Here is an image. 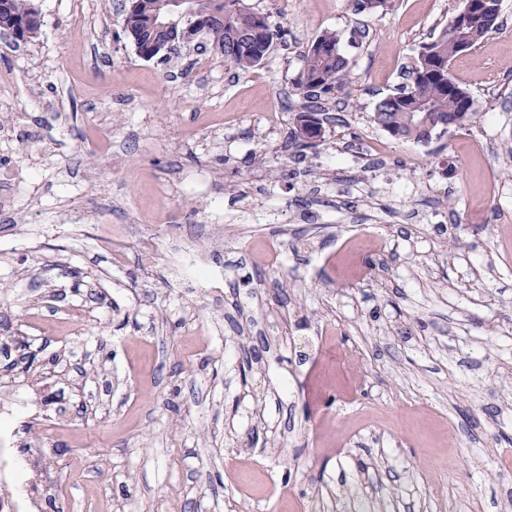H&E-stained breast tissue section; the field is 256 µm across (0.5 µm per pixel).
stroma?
<instances>
[{
    "label": "stroma",
    "instance_id": "stroma-1",
    "mask_svg": "<svg viewBox=\"0 0 512 512\" xmlns=\"http://www.w3.org/2000/svg\"><path fill=\"white\" fill-rule=\"evenodd\" d=\"M0 39V359L67 512H506L512 505V0L451 70L475 122L426 143L371 119L461 0H251L283 27L258 69L206 40L146 60L129 0H34ZM341 35L347 95L299 156L292 81ZM206 69H196L198 59ZM194 242L215 287L173 268ZM75 304L65 329L34 304ZM335 339L321 350L318 336Z\"/></svg>",
    "mask_w": 512,
    "mask_h": 512
}]
</instances>
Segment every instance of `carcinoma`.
Listing matches in <instances>:
<instances>
[{
    "label": "carcinoma",
    "mask_w": 512,
    "mask_h": 512,
    "mask_svg": "<svg viewBox=\"0 0 512 512\" xmlns=\"http://www.w3.org/2000/svg\"><path fill=\"white\" fill-rule=\"evenodd\" d=\"M355 10L368 13H385L392 9L394 0H352ZM5 5V15L17 23L28 22L39 14L33 0H0ZM199 16L219 14L224 22L205 28L202 37L212 45L224 62L238 71L249 72L261 66L272 48L284 38V31L273 25L269 17L261 15V26L255 25L256 10L248 0H196ZM499 15H480L471 20L464 35L471 47L498 27ZM245 30H254L255 47L240 43L239 36ZM126 37L138 49L140 56L152 59L169 58L174 50H154L148 42L155 36V23L151 12L130 11L124 19ZM317 41L328 47L324 53L309 48L302 66L294 79V85L309 103L295 114L294 140L300 150H315L323 141V125L320 98L346 92L349 64L340 51L341 36L335 30L323 32ZM456 56L453 42L448 40V27L440 29L437 36L419 46L417 58L409 72V84L401 92L380 99L372 115L374 123L396 140L427 142L433 134L442 132V123L456 118V127L472 122L476 114L473 99L461 82L453 75L450 64ZM425 114L431 124L426 130L418 125L416 113Z\"/></svg>",
    "instance_id": "cac0c4a2"
}]
</instances>
